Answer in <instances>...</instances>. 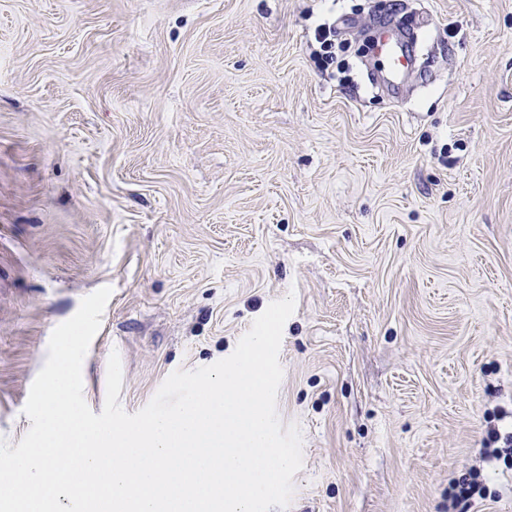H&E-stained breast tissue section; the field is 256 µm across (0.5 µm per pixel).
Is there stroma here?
Returning <instances> with one entry per match:
<instances>
[{
  "mask_svg": "<svg viewBox=\"0 0 512 512\" xmlns=\"http://www.w3.org/2000/svg\"><path fill=\"white\" fill-rule=\"evenodd\" d=\"M421 17L392 97L373 29ZM105 286L96 414L111 352L133 414L295 294L277 414L303 466L269 512H448L474 479L469 512H512L481 448L512 429V0H0V438ZM478 495L480 498H486V489L477 481L457 484L448 493V512H456L458 506L464 503V506L471 505V501Z\"/></svg>",
  "mask_w": 512,
  "mask_h": 512,
  "instance_id": "obj_1",
  "label": "stroma"
}]
</instances>
